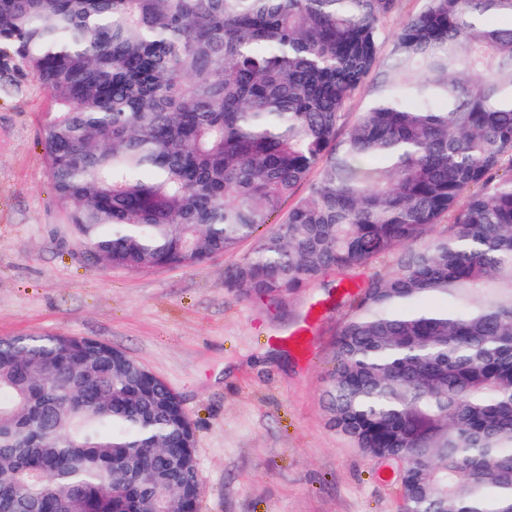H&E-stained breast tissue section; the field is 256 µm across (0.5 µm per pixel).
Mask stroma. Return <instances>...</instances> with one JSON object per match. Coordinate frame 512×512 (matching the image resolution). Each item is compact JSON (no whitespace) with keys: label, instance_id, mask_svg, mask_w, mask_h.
Segmentation results:
<instances>
[{"label":"stroma","instance_id":"1","mask_svg":"<svg viewBox=\"0 0 512 512\" xmlns=\"http://www.w3.org/2000/svg\"><path fill=\"white\" fill-rule=\"evenodd\" d=\"M0 338L100 339L178 395L195 424L199 512H400L396 482L332 429L328 357L346 315L338 280L273 304L228 276L246 240L203 265L102 268L76 246L54 199L40 130L54 105L23 66L0 77ZM322 311L305 359L278 342Z\"/></svg>","mask_w":512,"mask_h":512}]
</instances>
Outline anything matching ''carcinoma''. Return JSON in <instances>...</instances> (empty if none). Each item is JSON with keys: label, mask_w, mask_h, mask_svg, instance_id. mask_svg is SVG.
Returning <instances> with one entry per match:
<instances>
[{"label": "carcinoma", "mask_w": 512, "mask_h": 512, "mask_svg": "<svg viewBox=\"0 0 512 512\" xmlns=\"http://www.w3.org/2000/svg\"><path fill=\"white\" fill-rule=\"evenodd\" d=\"M398 6L0 0V53L53 100L49 178L95 264L200 265L254 238L229 281L282 298L389 257L341 293L328 421L402 460V512H512V23L486 24L512 0H425L385 35ZM193 435L126 352L0 338V512H184Z\"/></svg>", "instance_id": "carcinoma-1"}]
</instances>
